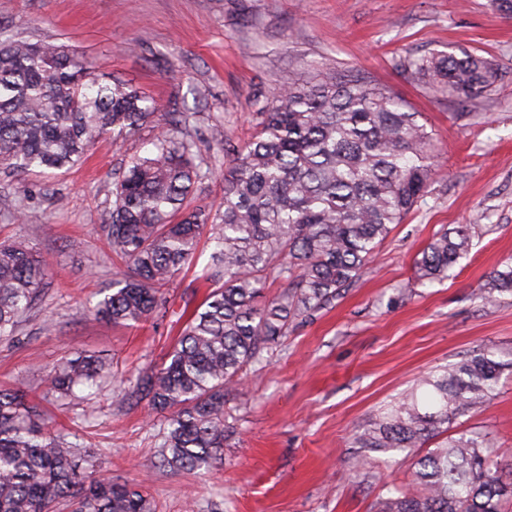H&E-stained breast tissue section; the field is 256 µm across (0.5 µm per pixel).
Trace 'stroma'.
<instances>
[{"label": "stroma", "instance_id": "obj_1", "mask_svg": "<svg viewBox=\"0 0 512 512\" xmlns=\"http://www.w3.org/2000/svg\"><path fill=\"white\" fill-rule=\"evenodd\" d=\"M0 33L67 45L137 85L163 120L180 113L212 169L194 206L220 202L223 165L254 132V98L331 70L382 85L420 113L435 144L427 193L356 282L296 320L225 393L224 460L206 472L157 468L163 417L122 399L139 369L165 360L177 325L130 329L89 312L125 269L100 230L112 181L149 149L155 128L120 144L100 139L63 175L0 174V193L20 203L0 212V240L26 239L51 274L18 341L0 342V387L35 392L92 448L100 474L143 485L160 512H374L387 486L409 484L408 463L391 453L352 472L356 431L432 370L479 349L512 360V293L485 291L512 264V14L491 0H0ZM464 49L498 70L491 90L469 102L436 94L398 65ZM460 224L471 227L469 253L447 280L421 283L415 257ZM77 352L105 358L98 394L57 400L48 373ZM471 431L512 454V373L448 433Z\"/></svg>", "mask_w": 512, "mask_h": 512}]
</instances>
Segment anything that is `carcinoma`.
Masks as SVG:
<instances>
[{
	"mask_svg": "<svg viewBox=\"0 0 512 512\" xmlns=\"http://www.w3.org/2000/svg\"><path fill=\"white\" fill-rule=\"evenodd\" d=\"M404 71L438 94L467 101L490 91L493 64L470 51L408 58ZM256 132L224 172L220 205L187 209L206 177L195 143L160 131L113 183L101 225L126 264L95 317L127 326L163 319L164 288L213 243L200 279L205 300L187 316L164 364L144 372L126 399L166 414L158 465L208 469L223 460L224 391L279 345L288 325L330 306L427 192L435 173L432 133L388 89L329 71L255 101ZM156 105L129 83L99 76L84 58L49 43L0 35V172L57 175L82 165L102 137L122 142L155 122ZM471 248L469 229L436 234L415 261L437 282ZM283 292L258 304L268 280ZM49 286L45 261L21 240L0 242V341ZM491 289L512 293V266ZM504 363L488 349L431 372L372 424L364 451L421 448L449 420L479 408ZM102 361L79 353L55 365L50 390L65 400L97 385ZM57 428L22 389H0V512H157L141 486L94 476L96 459ZM411 486L392 485L377 512H507L512 455L475 435L444 436L408 455Z\"/></svg>",
	"mask_w": 512,
	"mask_h": 512,
	"instance_id": "carcinoma-1",
	"label": "carcinoma"
}]
</instances>
